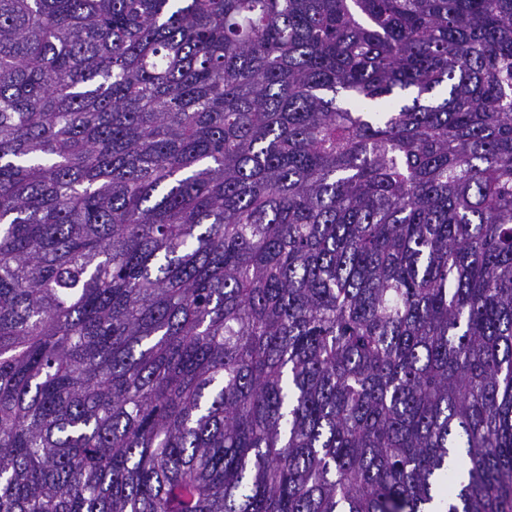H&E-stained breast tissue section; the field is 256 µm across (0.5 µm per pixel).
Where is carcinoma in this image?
<instances>
[{
  "mask_svg": "<svg viewBox=\"0 0 512 512\" xmlns=\"http://www.w3.org/2000/svg\"><path fill=\"white\" fill-rule=\"evenodd\" d=\"M0 512H512V0H0Z\"/></svg>",
  "mask_w": 512,
  "mask_h": 512,
  "instance_id": "1",
  "label": "carcinoma"
}]
</instances>
